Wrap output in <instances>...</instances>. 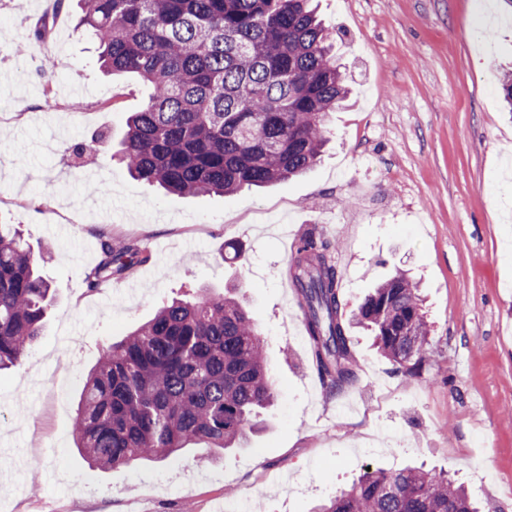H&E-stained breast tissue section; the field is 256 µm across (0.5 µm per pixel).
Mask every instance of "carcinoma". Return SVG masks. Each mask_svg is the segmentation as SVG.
Instances as JSON below:
<instances>
[{"mask_svg":"<svg viewBox=\"0 0 512 512\" xmlns=\"http://www.w3.org/2000/svg\"><path fill=\"white\" fill-rule=\"evenodd\" d=\"M79 27L99 43L101 68L152 88L127 118L122 161L136 178L179 195L231 194L299 176L319 161L326 120L349 87L333 33L314 0H80ZM92 288L150 261L132 241L101 239ZM335 244L310 233L289 264L307 321L312 365L334 394L358 380L350 331L374 334L405 374L430 345L419 289L400 270L345 318ZM51 284L13 225L0 220V370L44 330ZM275 394L250 310L204 289L175 298L104 351L81 392L75 447L99 470L165 460L193 441L247 440ZM314 512H481L447 472L364 470Z\"/></svg>","mask_w":512,"mask_h":512,"instance_id":"carcinoma-1","label":"carcinoma"}]
</instances>
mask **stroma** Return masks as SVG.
<instances>
[{"label": "stroma", "instance_id": "obj_1", "mask_svg": "<svg viewBox=\"0 0 512 512\" xmlns=\"http://www.w3.org/2000/svg\"><path fill=\"white\" fill-rule=\"evenodd\" d=\"M352 88L306 174L224 196H177L114 159L148 86L109 75L77 0H0V218L20 225L55 290L43 336L0 373V512H313L363 468L448 469L483 512H512V0H319ZM49 21L46 39L35 36ZM60 107L42 109L45 89ZM93 141L79 162L72 146ZM147 265L89 289L100 231ZM336 245L346 314L403 270L431 343L401 375L351 330L355 385L329 395L285 292V242ZM234 290L263 333L275 387L243 448L91 469L72 437L103 348L168 299ZM39 452L38 481L27 458ZM93 478L73 501L69 486Z\"/></svg>", "mask_w": 512, "mask_h": 512}]
</instances>
